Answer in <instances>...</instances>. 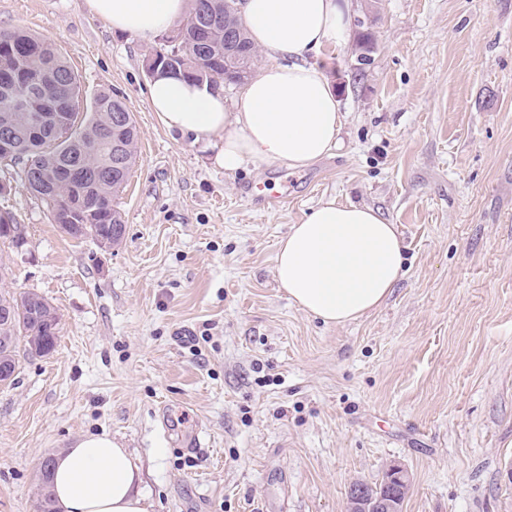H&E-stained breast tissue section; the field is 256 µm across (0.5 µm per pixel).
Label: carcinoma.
<instances>
[{
    "mask_svg": "<svg viewBox=\"0 0 512 512\" xmlns=\"http://www.w3.org/2000/svg\"><path fill=\"white\" fill-rule=\"evenodd\" d=\"M235 0H190L186 16L174 25V44L152 51L155 74H181L212 84L216 74L236 82L239 68L250 70L257 50L242 23L232 22L233 40L224 38V18L233 15ZM219 22L203 52L196 30L203 13ZM81 85L66 57L51 43L24 30H0V127L10 125L11 152L0 163L20 167L21 185L44 203L52 223L75 239L92 237L111 244L125 233L116 206L137 156L138 131L125 103L108 92L98 93L84 107ZM51 106L79 121L73 132L49 126L32 136L42 108ZM127 117L123 129L112 127V114ZM0 360L18 367L20 354L45 357L55 351L59 317L36 293L0 292ZM49 460L42 461L36 484L37 512H55L47 479Z\"/></svg>",
    "mask_w": 512,
    "mask_h": 512,
    "instance_id": "carcinoma-1",
    "label": "carcinoma"
}]
</instances>
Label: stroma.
Returning <instances> with one entry per match:
<instances>
[{
  "instance_id": "1",
  "label": "stroma",
  "mask_w": 512,
  "mask_h": 512,
  "mask_svg": "<svg viewBox=\"0 0 512 512\" xmlns=\"http://www.w3.org/2000/svg\"><path fill=\"white\" fill-rule=\"evenodd\" d=\"M374 17L370 65L347 45L328 69L338 148L228 174L150 109L160 37L117 33L85 0H0V29L54 43L139 135L109 248L0 169L28 240L0 245V290L59 316L55 351L0 385V512H36L41 462L103 433L153 512H344L350 484L395 466L403 512H512V0H376ZM332 198L377 209L405 249L388 298L343 326L275 273L292 225Z\"/></svg>"
}]
</instances>
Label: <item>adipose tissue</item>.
Masks as SVG:
<instances>
[{
    "label": "adipose tissue",
    "mask_w": 512,
    "mask_h": 512,
    "mask_svg": "<svg viewBox=\"0 0 512 512\" xmlns=\"http://www.w3.org/2000/svg\"><path fill=\"white\" fill-rule=\"evenodd\" d=\"M113 30L147 39L169 29L188 0H87ZM241 17L267 61L226 107L222 92L180 75L148 85L159 121L216 146L225 172L245 165L305 169L336 149L344 117L327 74L331 49L350 35L347 0H243ZM276 274L304 313L340 326L376 309L403 265L395 225L369 206L321 203L293 225L276 253ZM129 449L86 435L55 453L50 490L56 512H150Z\"/></svg>",
    "instance_id": "obj_1"
}]
</instances>
